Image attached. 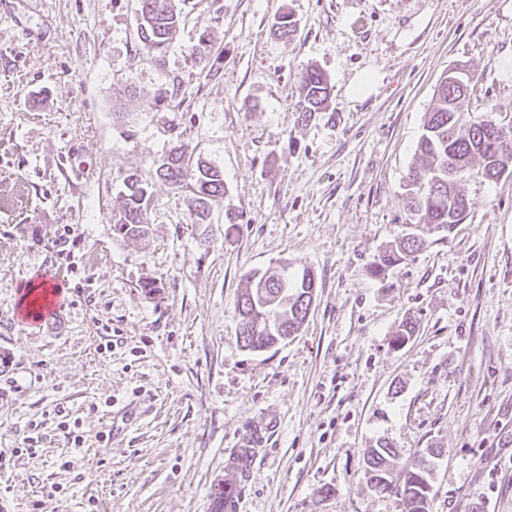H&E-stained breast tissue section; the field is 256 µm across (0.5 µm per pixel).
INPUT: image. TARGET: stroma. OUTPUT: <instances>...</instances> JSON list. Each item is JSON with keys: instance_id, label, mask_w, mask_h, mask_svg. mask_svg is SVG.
Instances as JSON below:
<instances>
[{"instance_id": "35a3bbf8", "label": "stroma", "mask_w": 512, "mask_h": 512, "mask_svg": "<svg viewBox=\"0 0 512 512\" xmlns=\"http://www.w3.org/2000/svg\"><path fill=\"white\" fill-rule=\"evenodd\" d=\"M178 6L161 54L139 40L138 0L0 5V512H212L213 480L269 412L239 512H405L364 475L381 444L394 470L426 459L429 512H512V176L464 182L465 221L373 273L411 221L406 175L449 69L512 135V0ZM284 12L290 40L270 33ZM309 66L332 93L304 122ZM174 143L224 172L207 223L154 176ZM132 174L151 181L149 233L123 239ZM278 265L313 272L310 315L251 352L235 301ZM41 267L65 293L32 326L15 308Z\"/></svg>"}]
</instances>
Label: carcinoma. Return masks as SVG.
I'll list each match as a JSON object with an SVG mask.
<instances>
[{"instance_id":"1","label":"carcinoma","mask_w":512,"mask_h":512,"mask_svg":"<svg viewBox=\"0 0 512 512\" xmlns=\"http://www.w3.org/2000/svg\"><path fill=\"white\" fill-rule=\"evenodd\" d=\"M183 22L175 0H139L137 30L144 47L163 50ZM271 32L289 38L296 32V21L283 13L272 24ZM299 107L302 120L308 121L323 109L330 96L327 76L307 67L299 76ZM461 97L457 83L437 86L434 102L426 113L417 154L423 163L411 167L406 177L404 204L416 219L414 228L380 257V271L394 267L422 248L424 234L449 233L463 223L468 200L461 190L463 181L487 178L504 160L512 161V139L501 127L491 131L492 116L470 121L461 129L460 113L451 104ZM158 179L189 192L191 215L197 224L205 223L211 208L224 197V171L203 161L187 159L180 146L164 154L155 170ZM124 204L112 218L113 232L122 237L148 234V209L151 199L148 181L131 175L124 181ZM309 272L290 278L278 270H265L259 277L249 276L244 292L238 296L235 311L238 335L252 326L258 341L273 344L282 336V327L305 322L307 303L316 285L306 281ZM394 451L385 445L373 448L365 459L364 474L377 490L392 493L403 501L405 512H428L431 472L419 462L394 473L390 461Z\"/></svg>"}]
</instances>
